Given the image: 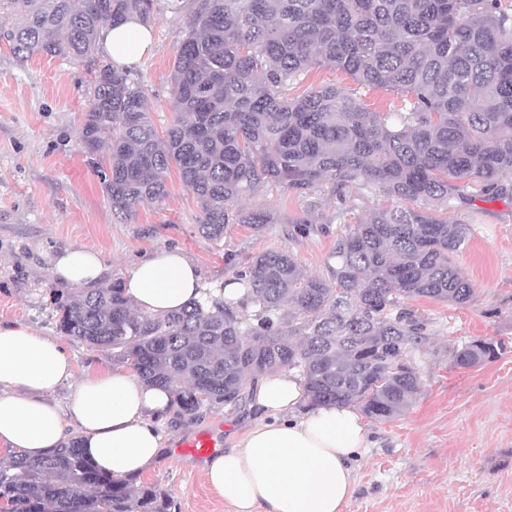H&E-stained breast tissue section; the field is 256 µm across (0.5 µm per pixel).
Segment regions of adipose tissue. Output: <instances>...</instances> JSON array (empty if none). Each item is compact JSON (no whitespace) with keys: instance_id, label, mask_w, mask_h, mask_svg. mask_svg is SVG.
<instances>
[{"instance_id":"1","label":"adipose tissue","mask_w":512,"mask_h":512,"mask_svg":"<svg viewBox=\"0 0 512 512\" xmlns=\"http://www.w3.org/2000/svg\"><path fill=\"white\" fill-rule=\"evenodd\" d=\"M104 51L130 65L150 48L151 32L136 21L107 25ZM99 252L67 247L54 273L77 287L101 277ZM123 286L136 309L163 315L200 298L197 266L180 250L164 249L132 265ZM73 385L67 408L54 393ZM300 378L282 370L254 387L256 421L236 444L204 465L208 485L233 512H343L354 489V465L369 445L361 416L347 405L304 406ZM168 389L146 386L133 372L89 370L75 377L59 340L21 323L0 324V446L39 456L76 430L86 455L116 477L137 476L159 457L160 421Z\"/></svg>"}]
</instances>
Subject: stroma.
I'll use <instances>...</instances> for the list:
<instances>
[{"label":"stroma","instance_id":"1","mask_svg":"<svg viewBox=\"0 0 512 512\" xmlns=\"http://www.w3.org/2000/svg\"><path fill=\"white\" fill-rule=\"evenodd\" d=\"M150 29L152 46L131 72L145 81L161 130L172 120L168 80L187 22L160 12ZM109 62L99 50L78 61L41 55L22 63L0 41V322L59 336L50 291L64 286L53 259L66 246L103 254L104 285L121 283L135 261L166 247L191 258L210 288L223 286L258 254L284 247L305 273L325 275L341 229L332 198L310 212L294 195L266 191L241 206L269 212L274 223L229 224L216 241L199 234L198 205L173 173L162 201L139 208L130 221L117 219L78 142L94 75ZM435 213L471 226L455 261L474 296L463 305L415 301L428 322L426 343L410 355L421 389L402 415L367 420L372 445L356 463L357 488L344 512H512V198ZM303 220L319 232L298 234ZM480 338L503 340L507 350L479 367L456 366L453 349ZM251 404L247 398L232 410L164 420V447L142 482L167 492L172 512H230L206 483L202 461L174 448L219 425L223 447H233L256 416Z\"/></svg>","mask_w":512,"mask_h":512}]
</instances>
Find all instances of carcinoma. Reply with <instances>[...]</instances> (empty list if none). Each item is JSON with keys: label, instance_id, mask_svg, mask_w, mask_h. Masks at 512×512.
<instances>
[{"label": "carcinoma", "instance_id": "cac0c4a2", "mask_svg": "<svg viewBox=\"0 0 512 512\" xmlns=\"http://www.w3.org/2000/svg\"><path fill=\"white\" fill-rule=\"evenodd\" d=\"M160 1L189 16L171 72L172 124L158 132L143 82L107 64L79 129L86 153L107 149L98 172L118 218L164 199L173 168L213 240L227 224L274 223L239 207L273 188L309 208L328 191L341 216L372 189L446 209L512 195V8L502 0H0V15L13 18L0 39L21 62L81 59L103 25L146 26ZM322 66L400 104L375 111L336 84L289 96ZM470 237L459 220L397 206L336 234L326 278L305 274L282 248L235 273L239 297L206 292L161 316L134 312L116 285L50 294L63 335L170 389L179 418L234 409L248 377L288 368L309 404L355 405L386 421L421 388L406 358L426 323L410 302L473 297L453 262ZM505 350L478 339L452 357L471 368ZM171 509L156 486L100 471L77 436L38 458L0 457V512Z\"/></svg>", "mask_w": 512, "mask_h": 512}]
</instances>
